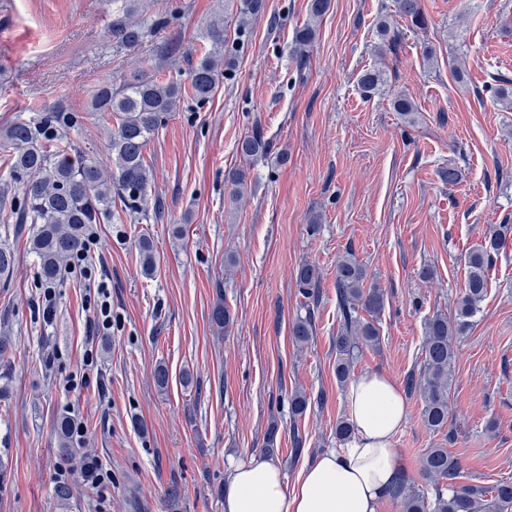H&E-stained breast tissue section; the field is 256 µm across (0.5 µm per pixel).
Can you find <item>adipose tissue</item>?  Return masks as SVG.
<instances>
[{
  "mask_svg": "<svg viewBox=\"0 0 512 512\" xmlns=\"http://www.w3.org/2000/svg\"><path fill=\"white\" fill-rule=\"evenodd\" d=\"M347 401L355 427L348 447L316 457L291 484L271 459L234 462L224 512H378L402 475L392 441L407 416L405 398L385 375L369 372L350 381Z\"/></svg>",
  "mask_w": 512,
  "mask_h": 512,
  "instance_id": "adipose-tissue-1",
  "label": "adipose tissue"
}]
</instances>
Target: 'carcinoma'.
<instances>
[{
  "label": "carcinoma",
  "instance_id": "obj_1",
  "mask_svg": "<svg viewBox=\"0 0 512 512\" xmlns=\"http://www.w3.org/2000/svg\"><path fill=\"white\" fill-rule=\"evenodd\" d=\"M329 0H309V20L296 32L298 45L308 47L316 39L317 21L325 15ZM395 13L416 28L425 25L419 0H394ZM112 34L127 43H136L141 29L118 23ZM206 38L209 51L192 66L189 87L178 82H163L149 73L135 70L115 86L110 81L99 85L92 97L96 112L115 116L110 150L112 167L100 164L95 154L80 148H52L67 133L72 118L60 114L41 120H18L0 136V147L13 155L10 181L21 185L23 202L15 212L16 221L40 225L29 245L39 264L42 284L57 285L61 267L71 255L85 246L93 224L112 218V191H117L124 208L139 209L151 186L144 150L148 142L176 111L183 94L199 102L209 100L224 76V20L209 24ZM384 71L368 68L360 78L362 91L371 95L384 82ZM269 143L255 130L239 139L236 152L250 163L268 155ZM249 169L228 171L230 199L235 201L247 188ZM512 231L511 224L488 228L481 246L465 259L466 277L463 291L455 302L454 315L436 313L424 323V360L418 373L406 379L408 393H418L422 418L433 432L448 428V402L459 355L456 340L472 324L488 293L489 270L503 239ZM143 274L155 268L152 245L138 242ZM296 287L304 298L306 315L295 320L291 335L305 343L312 335V315L320 298L321 272L310 263L297 268ZM336 307L342 326L335 337L336 381L345 387L353 376V366L360 351L379 347L381 338L375 321L384 308V291L368 280L366 267L348 250L336 258ZM211 321L215 330L224 332L231 321L224 303H217ZM420 481L406 476L390 492L400 503L402 512H512V478L501 479L491 486L463 484L461 463L437 446L421 457Z\"/></svg>",
  "mask_w": 512,
  "mask_h": 512
}]
</instances>
